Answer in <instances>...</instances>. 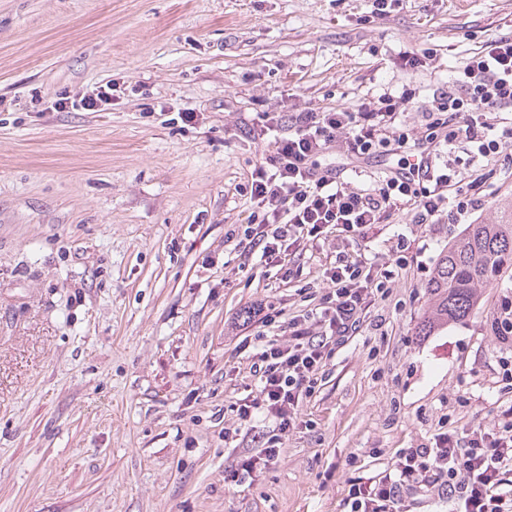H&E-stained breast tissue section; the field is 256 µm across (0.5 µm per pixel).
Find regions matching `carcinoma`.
Returning <instances> with one entry per match:
<instances>
[{
  "instance_id": "1",
  "label": "carcinoma",
  "mask_w": 512,
  "mask_h": 512,
  "mask_svg": "<svg viewBox=\"0 0 512 512\" xmlns=\"http://www.w3.org/2000/svg\"><path fill=\"white\" fill-rule=\"evenodd\" d=\"M505 274L512 280V203L496 222L468 225L441 252L428 283L429 311L416 335L431 336L451 322H466L483 290Z\"/></svg>"
}]
</instances>
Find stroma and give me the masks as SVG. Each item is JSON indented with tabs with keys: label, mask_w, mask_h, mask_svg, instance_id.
<instances>
[{
	"label": "stroma",
	"mask_w": 512,
	"mask_h": 512,
	"mask_svg": "<svg viewBox=\"0 0 512 512\" xmlns=\"http://www.w3.org/2000/svg\"><path fill=\"white\" fill-rule=\"evenodd\" d=\"M0 0V512H345L347 483L427 442L438 422L487 424L512 406L489 328L512 281L467 322L416 335L427 283L460 224L410 210L349 250L406 262L338 349L282 459L225 481L250 352L276 334L230 326L263 303L317 304L329 247L278 267L245 257L248 183L265 112L352 108L420 89L427 101L486 40L512 36V0ZM433 57L417 72L399 57ZM115 83L99 112L79 107ZM66 108H58L60 99ZM194 113L184 121V113ZM492 220L512 160L476 157Z\"/></svg>",
	"instance_id": "1"
}]
</instances>
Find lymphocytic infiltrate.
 Instances as JSON below:
<instances>
[{
    "instance_id": "1",
    "label": "lymphocytic infiltrate",
    "mask_w": 512,
    "mask_h": 512,
    "mask_svg": "<svg viewBox=\"0 0 512 512\" xmlns=\"http://www.w3.org/2000/svg\"><path fill=\"white\" fill-rule=\"evenodd\" d=\"M416 93L407 86L351 110L267 112L247 127L266 137L268 147L251 175L258 224L244 233L249 252L284 267L297 251L322 241L335 245L336 259L323 272L326 290L313 308L282 322L263 304L248 311L249 320L278 325L282 336L252 356L255 388L237 402V427L249 431L265 421L269 428L260 455L225 467L231 481L279 461L328 360L359 333L394 278L392 262L352 256L349 243L404 206L417 224H459L480 208L482 179L459 187L451 154L464 142L474 154L496 158L512 145V125L499 130L493 123L497 114L512 112V38L487 41L459 78L434 90L421 137L402 118ZM333 149L346 157H392L396 167L368 188H353L337 180L335 168L321 166ZM413 490L448 503L449 512H512V407L470 431L439 427L390 468L349 482L345 503L349 512H407L403 495Z\"/></svg>"
}]
</instances>
